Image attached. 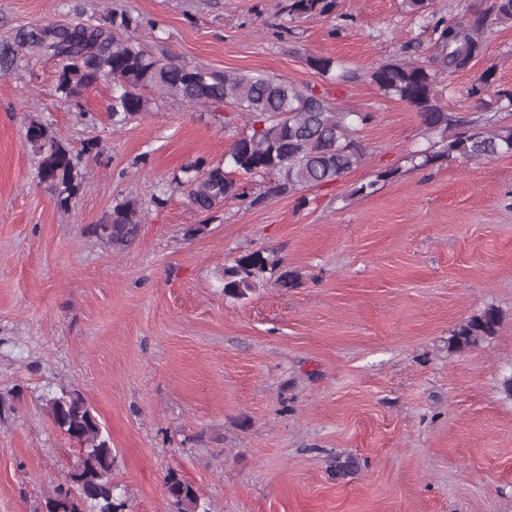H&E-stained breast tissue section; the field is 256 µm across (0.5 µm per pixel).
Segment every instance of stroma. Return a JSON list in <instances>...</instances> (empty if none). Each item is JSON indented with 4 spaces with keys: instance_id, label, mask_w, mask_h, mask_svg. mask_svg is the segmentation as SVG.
I'll use <instances>...</instances> for the list:
<instances>
[{
    "instance_id": "obj_1",
    "label": "stroma",
    "mask_w": 512,
    "mask_h": 512,
    "mask_svg": "<svg viewBox=\"0 0 512 512\" xmlns=\"http://www.w3.org/2000/svg\"><path fill=\"white\" fill-rule=\"evenodd\" d=\"M285 4L0 0V41L122 12L156 54L310 85L369 117L355 133L360 168L287 195L271 194L276 174L232 170L249 200L201 212L181 169L222 163L245 118L157 93L116 127L111 83L62 101L55 61L32 55L0 76V512H44L77 463L45 405L64 391L108 431L129 512H168L170 470L205 512H512V399L500 390L512 375V155L442 156L417 112L370 81L407 42L419 60L434 54L401 0H336L310 21ZM310 56L339 61L350 81ZM490 66L512 88L510 21L443 77L449 112H478L467 90ZM31 116L73 151H99L82 157L69 209L39 181ZM130 198L145 203L141 230L119 251L91 229ZM257 250L299 285L226 298L225 266ZM488 306L503 314L496 336L449 353L455 325ZM339 455L356 458L354 474L336 477Z\"/></svg>"
}]
</instances>
